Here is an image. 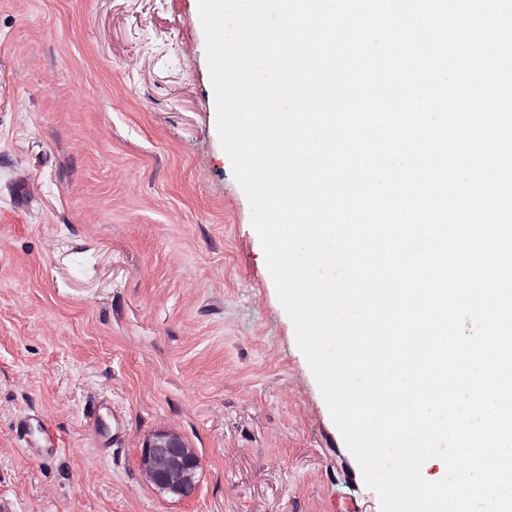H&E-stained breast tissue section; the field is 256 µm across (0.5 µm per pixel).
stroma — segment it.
Listing matches in <instances>:
<instances>
[{"mask_svg": "<svg viewBox=\"0 0 512 512\" xmlns=\"http://www.w3.org/2000/svg\"><path fill=\"white\" fill-rule=\"evenodd\" d=\"M159 428L193 498L141 473ZM0 512H380L221 147L198 0H0ZM200 457L178 433L157 430L141 447L139 466L157 490L180 499L195 495L199 487Z\"/></svg>", "mask_w": 512, "mask_h": 512, "instance_id": "1", "label": "stroma"}]
</instances>
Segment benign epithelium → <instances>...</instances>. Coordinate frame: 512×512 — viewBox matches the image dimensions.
<instances>
[{
    "label": "benign epithelium",
    "instance_id": "obj_1",
    "mask_svg": "<svg viewBox=\"0 0 512 512\" xmlns=\"http://www.w3.org/2000/svg\"><path fill=\"white\" fill-rule=\"evenodd\" d=\"M200 457L178 433L157 430L141 447L139 466L157 490L180 499L195 495L199 487Z\"/></svg>",
    "mask_w": 512,
    "mask_h": 512
}]
</instances>
